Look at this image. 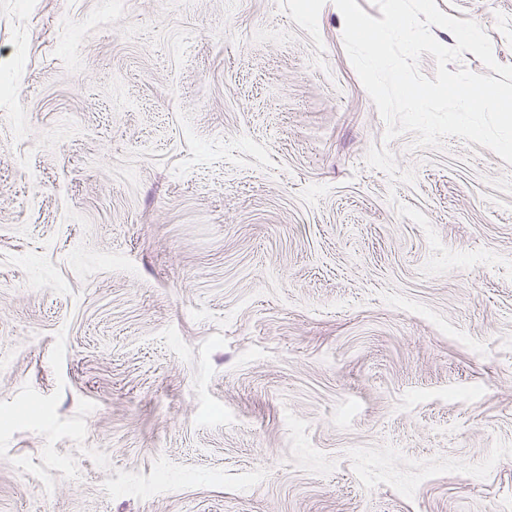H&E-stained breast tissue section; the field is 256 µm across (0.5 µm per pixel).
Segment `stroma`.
Segmentation results:
<instances>
[{"instance_id":"35a3bbf8","label":"stroma","mask_w":512,"mask_h":512,"mask_svg":"<svg viewBox=\"0 0 512 512\" xmlns=\"http://www.w3.org/2000/svg\"><path fill=\"white\" fill-rule=\"evenodd\" d=\"M343 25L0 0V512L512 499V166L386 139Z\"/></svg>"}]
</instances>
